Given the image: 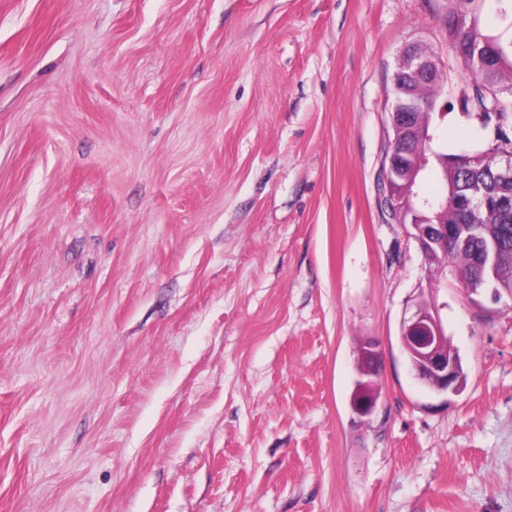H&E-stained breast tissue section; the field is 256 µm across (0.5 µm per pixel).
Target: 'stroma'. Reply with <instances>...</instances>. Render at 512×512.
I'll return each mask as SVG.
<instances>
[{
	"label": "stroma",
	"instance_id": "stroma-1",
	"mask_svg": "<svg viewBox=\"0 0 512 512\" xmlns=\"http://www.w3.org/2000/svg\"><path fill=\"white\" fill-rule=\"evenodd\" d=\"M458 0H0V512H512V298L380 209ZM440 307L466 383L399 344ZM380 404L350 397L361 343ZM448 339L442 326L439 307L417 302L409 317L400 323L399 341L415 378L438 395L458 394L465 384V372L456 352L443 349ZM430 380H435L434 385Z\"/></svg>",
	"mask_w": 512,
	"mask_h": 512
}]
</instances>
